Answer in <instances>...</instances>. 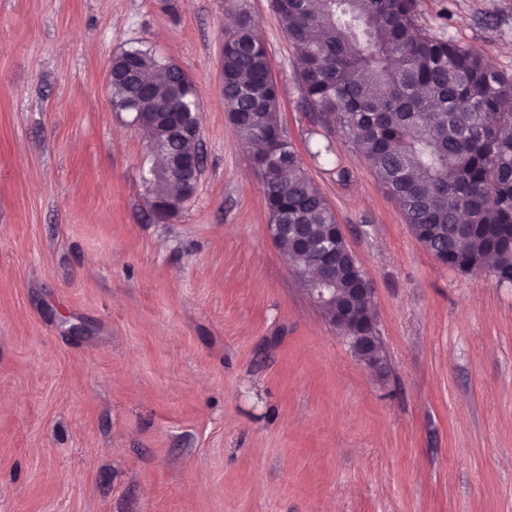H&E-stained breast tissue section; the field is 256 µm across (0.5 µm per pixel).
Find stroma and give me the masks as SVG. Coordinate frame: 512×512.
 Wrapping results in <instances>:
<instances>
[{
  "label": "stroma",
  "mask_w": 512,
  "mask_h": 512,
  "mask_svg": "<svg viewBox=\"0 0 512 512\" xmlns=\"http://www.w3.org/2000/svg\"><path fill=\"white\" fill-rule=\"evenodd\" d=\"M246 6L374 289L386 373L268 236L224 108L227 0H0V512H512V286L423 248L306 103L272 0ZM418 23L512 75V0H418ZM141 45L201 105L203 174L169 220L105 88Z\"/></svg>",
  "instance_id": "stroma-1"
}]
</instances>
